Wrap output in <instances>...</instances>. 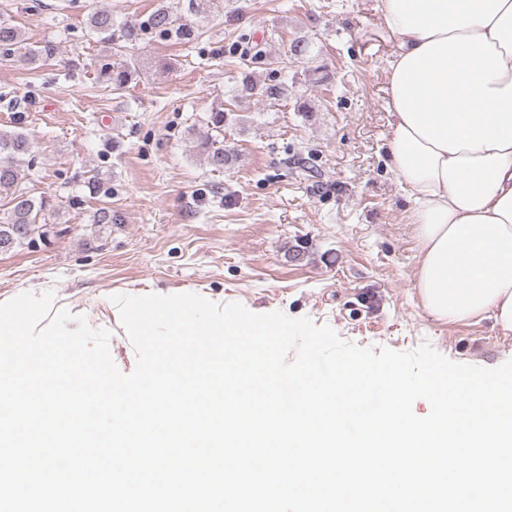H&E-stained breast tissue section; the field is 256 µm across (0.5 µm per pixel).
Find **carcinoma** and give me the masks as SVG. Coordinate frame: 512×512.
Here are the masks:
<instances>
[{
	"mask_svg": "<svg viewBox=\"0 0 512 512\" xmlns=\"http://www.w3.org/2000/svg\"><path fill=\"white\" fill-rule=\"evenodd\" d=\"M190 12L195 16L192 21L182 23L173 18V14L164 7L155 9L148 18L138 25H124L114 29L112 11L95 10L88 17V27L99 40L113 44L119 40L126 44L139 42L142 34L150 30L161 37L179 43L189 44L200 39L205 34L209 23L210 13L224 8L223 0H189ZM55 53V48L49 44L35 46L26 42L21 29L9 23H0V54L15 58L25 64H34L42 59H48ZM101 74L115 90L124 88L136 71L123 65L101 66ZM241 84L243 90L257 95L271 105L288 98L290 86L288 85V71L281 68L271 73L269 82L260 85L249 74H244ZM234 110L218 105L212 108L206 119L209 130L217 133L224 132V125L233 120ZM207 164L220 171L224 165L232 160V154L222 147L215 146V140L209 135L200 139ZM31 154V143L28 136L17 130L0 129V193L11 195V208L8 220L0 224V250L9 249L15 245L25 243V238L18 234V230L26 225L37 223L39 213L44 209V202L27 195L19 188L21 173L18 162Z\"/></svg>",
	"mask_w": 512,
	"mask_h": 512,
	"instance_id": "obj_1",
	"label": "carcinoma"
}]
</instances>
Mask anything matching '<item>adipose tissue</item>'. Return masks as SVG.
I'll return each instance as SVG.
<instances>
[{"label": "adipose tissue", "instance_id": "1", "mask_svg": "<svg viewBox=\"0 0 512 512\" xmlns=\"http://www.w3.org/2000/svg\"><path fill=\"white\" fill-rule=\"evenodd\" d=\"M387 162L408 203L414 286L438 321L512 334V0H381Z\"/></svg>", "mask_w": 512, "mask_h": 512}]
</instances>
